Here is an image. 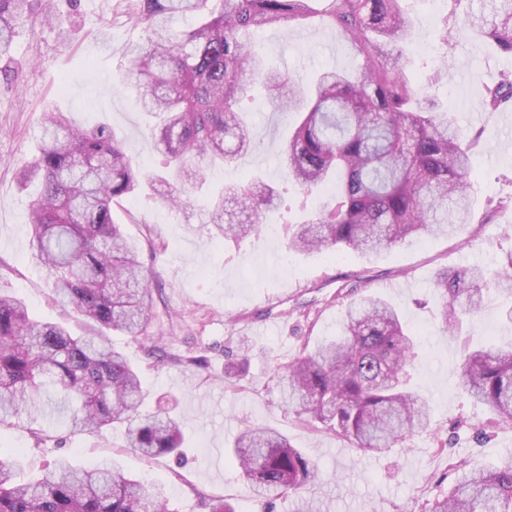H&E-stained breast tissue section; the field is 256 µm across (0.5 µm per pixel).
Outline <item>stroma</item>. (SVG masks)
I'll use <instances>...</instances> for the list:
<instances>
[{
	"mask_svg": "<svg viewBox=\"0 0 512 512\" xmlns=\"http://www.w3.org/2000/svg\"><path fill=\"white\" fill-rule=\"evenodd\" d=\"M129 4L81 0L78 11L62 14L60 27L21 24L13 46L17 80L0 82V291L24 302L32 318L64 323L78 336L91 334L92 326L53 300L46 273L32 257L26 214L40 186L21 185L16 173L35 152L34 136L49 105L77 125L109 126L146 173L160 169L149 119L136 107L134 87L120 82L126 50L144 37L130 20ZM402 7L412 21L403 74L438 98L474 140L470 223L454 235L415 239L370 259L351 251L306 255L287 252L280 230L283 220H297L298 209L272 211L259 235L227 242L203 223L200 191H190L186 207L168 209L159 203L168 187L145 186L114 207L113 216L153 272V311L167 356L148 358L142 337L111 332L107 338L141 369L144 409L180 417L184 457L143 459L126 448L119 428L71 433L60 406L50 420L22 416L0 426V451L17 458L19 479L65 457L79 468L108 463L164 487L170 512H210L220 498L236 512H293L290 500L270 505L254 498L240 479L230 445L249 421L277 429L318 467L319 479L304 495L319 512H427L464 472L512 453V424L493 422L459 387L455 370L464 346H512V322L503 316L512 297L489 290L481 313L464 318L451 335L441 329L434 288L443 270L478 265L497 271L512 253V207L486 213L489 198L512 195V108L490 112L483 106L486 85L512 71V55L469 31L464 10H453L451 0H439L433 13L422 0H403ZM445 20L453 34L444 40L439 29ZM63 29L69 38L60 37ZM254 41L272 66L305 84L320 69L352 70L362 62L341 31L316 24L269 27ZM241 109L258 149L239 168L207 172L208 182L217 188L258 171L292 201L297 190L278 164L284 117L259 85ZM368 295L389 302L415 334L408 374L432 406L427 429L382 454L300 423L280 406L272 380L277 365L301 348L336 336L346 306ZM243 343L249 347L246 375L236 383L223 380L225 363L236 359Z\"/></svg>",
	"mask_w": 512,
	"mask_h": 512,
	"instance_id": "obj_1",
	"label": "stroma"
}]
</instances>
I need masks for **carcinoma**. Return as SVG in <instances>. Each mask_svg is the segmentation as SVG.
Instances as JSON below:
<instances>
[{
  "mask_svg": "<svg viewBox=\"0 0 512 512\" xmlns=\"http://www.w3.org/2000/svg\"><path fill=\"white\" fill-rule=\"evenodd\" d=\"M132 0L131 19L143 43L130 51L122 82L135 81L141 111L154 119L152 141L164 159L161 179L173 185L205 170L230 166L254 152L256 139L239 111L255 81L273 109L296 121L283 141L279 165L300 188L308 219L282 223L286 249L374 256L414 236H448L471 221L472 143L416 86L398 72L396 47L411 22L402 0ZM175 13L204 16L176 35ZM55 20L52 0H0V76L14 78L16 25ZM340 29L363 57L351 74L317 73L312 90L270 66L251 36L313 18ZM471 28L512 54V0H494ZM484 106L512 108V72L486 87ZM37 153L20 169L22 185L41 189L27 211L34 259L50 288L103 330L144 336L153 324L151 278L138 246L112 220V205L142 189L147 177L122 138L76 127L48 107ZM332 188L333 202L311 207ZM267 184L232 183L210 197L206 223L228 241L256 233L276 207ZM495 275L480 267L444 270L436 281L441 325L455 332L460 315L476 314ZM415 336L379 297L351 302L340 333L313 352L299 350L273 379L288 410L364 452H383L430 424L427 399L408 382ZM461 386L504 423H512V348L465 349ZM68 404L78 434L125 427L126 447L145 457L179 456L183 433L169 416L145 413L139 373L104 334L74 336L64 326L35 320L19 300L0 295V425L22 410L46 416L43 396ZM233 448L243 481L267 502L295 497L297 512H313L300 491L318 469L275 429L246 425ZM0 512H169L166 492L109 468L84 470L61 460L26 483L0 457ZM429 512H512V455L463 475Z\"/></svg>",
  "mask_w": 512,
  "mask_h": 512,
  "instance_id": "cac0c4a2",
  "label": "carcinoma"
}]
</instances>
